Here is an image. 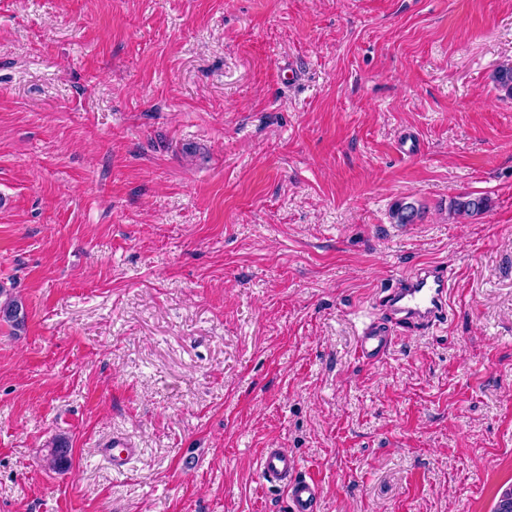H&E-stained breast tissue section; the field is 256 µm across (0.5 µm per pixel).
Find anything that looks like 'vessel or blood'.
Instances as JSON below:
<instances>
[{"label": "vessel or blood", "instance_id": "obj_1", "mask_svg": "<svg viewBox=\"0 0 512 512\" xmlns=\"http://www.w3.org/2000/svg\"><path fill=\"white\" fill-rule=\"evenodd\" d=\"M447 280L443 271L424 268L408 277L400 288L389 295V316L369 323L356 343L358 358L367 365H377L395 343L398 322L429 323L446 312ZM115 471H122L136 450L123 438H112L99 446ZM260 477L264 485L283 488L287 493L290 512H317L320 496L318 479L299 471L295 456L282 448L263 449L259 460Z\"/></svg>", "mask_w": 512, "mask_h": 512}]
</instances>
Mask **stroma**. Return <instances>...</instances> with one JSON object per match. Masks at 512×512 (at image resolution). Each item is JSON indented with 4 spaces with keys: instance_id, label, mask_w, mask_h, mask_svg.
<instances>
[{
    "instance_id": "1",
    "label": "stroma",
    "mask_w": 512,
    "mask_h": 512,
    "mask_svg": "<svg viewBox=\"0 0 512 512\" xmlns=\"http://www.w3.org/2000/svg\"><path fill=\"white\" fill-rule=\"evenodd\" d=\"M505 63L512 0H0V285L26 312L0 320V512H289L265 448L319 478V512H493ZM463 195L491 207L456 219ZM405 198L422 220L392 223ZM425 266L445 317L361 364ZM99 453L111 463L115 471L122 472L127 461L135 455L136 448L128 440L114 437L99 445Z\"/></svg>"
}]
</instances>
